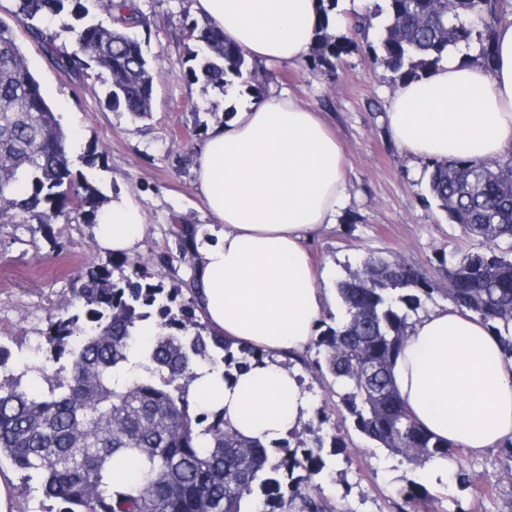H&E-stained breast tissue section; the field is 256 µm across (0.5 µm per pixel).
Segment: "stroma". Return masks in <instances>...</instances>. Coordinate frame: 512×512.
I'll return each mask as SVG.
<instances>
[{
	"label": "stroma",
	"mask_w": 512,
	"mask_h": 512,
	"mask_svg": "<svg viewBox=\"0 0 512 512\" xmlns=\"http://www.w3.org/2000/svg\"><path fill=\"white\" fill-rule=\"evenodd\" d=\"M193 0H138L144 15L134 32L154 68L149 114L136 118L106 107L107 89L96 67L75 79L51 66L13 15L14 0H0V20L13 26L30 71L40 82L63 128L76 143L74 168H82L87 148H103L92 181L105 202L124 197L140 207L146 223L132 257L145 260L148 281L180 285L190 270L180 257L172 229L188 224L204 230L208 219L193 187V149L208 130L224 120L230 106L285 90L321 112L339 140L346 159L348 198L332 227L314 234L312 254L318 286L326 297L323 315L333 325L343 318L336 285L375 253L422 266L444 283L442 256L479 247L449 223L427 190L425 164L392 140L387 106L396 86L391 73L376 63L365 46L343 57L335 73L311 71L306 63L266 64L259 90L238 84L222 94L203 83L188 82L186 14ZM97 227L83 219L58 220L49 230L14 222L0 223V343L12 352L9 365L22 372L32 348L42 340L48 318L60 313L90 267L105 265L113 254L96 243ZM316 356L307 347L290 360L302 377L314 409L330 421L324 437L340 435L346 446L335 465L316 476L311 493L344 512H512V480L500 452L476 454L457 449L447 479L424 477L426 463L402 456L343 425L337 397L306 363ZM425 485L422 504L403 495L407 480Z\"/></svg>",
	"instance_id": "1"
}]
</instances>
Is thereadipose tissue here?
Masks as SVG:
<instances>
[{"label":"adipose tissue","mask_w":512,"mask_h":512,"mask_svg":"<svg viewBox=\"0 0 512 512\" xmlns=\"http://www.w3.org/2000/svg\"><path fill=\"white\" fill-rule=\"evenodd\" d=\"M194 8L247 57L288 64L308 57L319 19L317 0H194ZM494 49V72L452 53L401 85L387 114L394 141L424 160L492 165L511 157L512 16L498 25ZM194 175L206 215L223 227L216 241L195 239L199 313L272 358L230 382L221 369L199 366L192 392L242 435L267 444L311 415L309 394L278 358L303 349L323 315L308 242L337 222L346 196L343 149L319 113L273 94L208 132ZM144 231L139 209L120 198L101 211L97 243L124 255ZM392 376L430 434L473 452L512 441V359L470 313L446 305L421 317Z\"/></svg>","instance_id":"adipose-tissue-1"}]
</instances>
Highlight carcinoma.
<instances>
[{
  "label": "carcinoma",
  "instance_id": "obj_1",
  "mask_svg": "<svg viewBox=\"0 0 512 512\" xmlns=\"http://www.w3.org/2000/svg\"><path fill=\"white\" fill-rule=\"evenodd\" d=\"M89 0H16L15 17L50 63L81 77L89 63L109 88L115 111L150 112L151 62L128 29L142 23L136 0H110L122 27L90 18ZM509 0H370L353 29L367 34L379 20L373 59L400 85L438 68L448 47L478 49L482 66L494 70L493 36L509 13ZM321 11L313 72H330L356 42L335 33L336 0H319ZM68 10L70 52L50 28ZM194 62L185 77L220 92L239 81L259 88L258 71L210 22L186 25ZM72 145L40 83L29 70L14 29L0 21V220L22 219L48 228L72 212L95 222L100 192L75 170ZM428 188L448 221L480 239L479 250L443 262L448 301L476 315L512 358V156L488 166L468 159L430 160ZM143 259L126 256L112 266L131 269L115 281L102 266L90 271L64 312L49 319L46 349L16 375L7 369L10 350L0 345V458L21 474L23 486L62 507L57 512H343L302 490L325 470L328 416L309 428L313 445H270L238 433L224 411L202 408L191 396L202 364L232 369L263 362L267 353L216 335L196 316L195 280L165 288L144 279ZM438 285L427 272L398 259L370 255L337 284L344 319L315 339V370L343 390V422L360 434L417 463L452 458L448 442L420 428L395 388L391 367L404 348L411 317ZM156 317L151 339L140 323ZM57 367L48 370L46 363ZM30 377L23 383L24 377ZM108 416L112 423L101 424ZM281 458L271 460L270 450ZM131 480L112 482V471ZM407 502L429 498L409 480Z\"/></svg>",
  "mask_w": 512,
  "mask_h": 512
}]
</instances>
